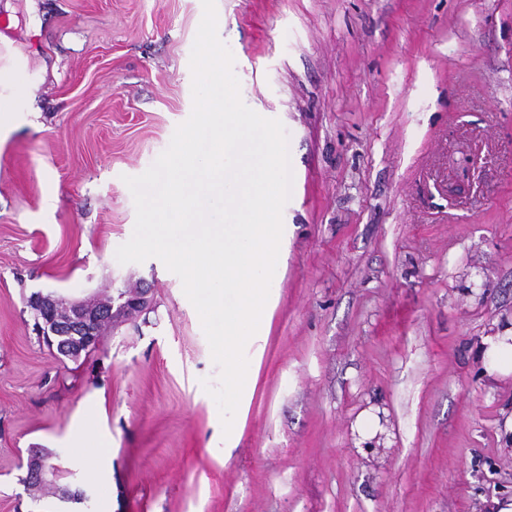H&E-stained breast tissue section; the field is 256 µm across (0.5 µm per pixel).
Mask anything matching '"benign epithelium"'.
Wrapping results in <instances>:
<instances>
[{
  "label": "benign epithelium",
  "instance_id": "benign-epithelium-1",
  "mask_svg": "<svg viewBox=\"0 0 512 512\" xmlns=\"http://www.w3.org/2000/svg\"><path fill=\"white\" fill-rule=\"evenodd\" d=\"M29 307L35 311L34 333L47 340L50 346L67 357L79 354L82 350L91 351L99 343L95 326L104 320L129 316L145 310L150 305L148 289L136 288L119 295V302L100 308L92 302L75 300L69 303L56 300L47 304V297L37 292L28 300ZM30 471L38 480H49V455L35 452L30 457Z\"/></svg>",
  "mask_w": 512,
  "mask_h": 512
}]
</instances>
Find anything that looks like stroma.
I'll return each instance as SVG.
<instances>
[{
  "instance_id": "stroma-1",
  "label": "stroma",
  "mask_w": 512,
  "mask_h": 512,
  "mask_svg": "<svg viewBox=\"0 0 512 512\" xmlns=\"http://www.w3.org/2000/svg\"><path fill=\"white\" fill-rule=\"evenodd\" d=\"M240 95L289 136L288 257L226 447L182 282L118 263L125 184L193 106L202 0H0V512H489L512 500V0H215ZM149 289L86 362L26 298ZM102 407L109 456L73 450ZM372 431L368 442L359 433ZM55 457L57 493L23 482ZM111 498H104V485ZM511 341L512 329L509 327L482 340L479 357L485 375L499 377L512 374Z\"/></svg>"
}]
</instances>
